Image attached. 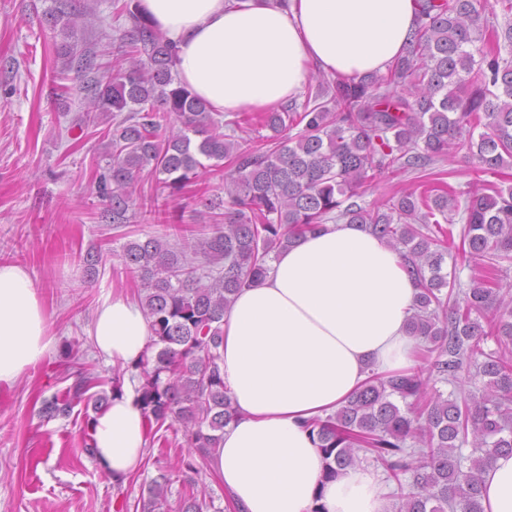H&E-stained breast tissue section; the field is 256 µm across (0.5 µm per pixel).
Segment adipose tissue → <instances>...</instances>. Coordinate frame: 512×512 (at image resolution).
Segmentation results:
<instances>
[{
    "label": "adipose tissue",
    "instance_id": "adipose-tissue-1",
    "mask_svg": "<svg viewBox=\"0 0 512 512\" xmlns=\"http://www.w3.org/2000/svg\"><path fill=\"white\" fill-rule=\"evenodd\" d=\"M177 47L176 70L217 112H262L296 98L312 66L346 78L386 70L409 47L414 0H137ZM418 289L400 255L358 225L299 235L268 276L241 289L224 314L220 365L237 418L212 468L240 512H389L370 468L321 480L308 419L336 411L371 374L415 368L407 323ZM115 365L137 361L151 340L143 310L103 299L92 329ZM54 347L37 291L19 265L0 263V387L13 386ZM96 463L112 482L141 461L146 419L134 383L96 414ZM483 512H512V454L484 474Z\"/></svg>",
    "mask_w": 512,
    "mask_h": 512
}]
</instances>
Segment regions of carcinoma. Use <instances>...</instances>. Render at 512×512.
<instances>
[{
  "label": "carcinoma",
  "mask_w": 512,
  "mask_h": 512,
  "mask_svg": "<svg viewBox=\"0 0 512 512\" xmlns=\"http://www.w3.org/2000/svg\"><path fill=\"white\" fill-rule=\"evenodd\" d=\"M512 14V0H416L418 25L406 55L384 74L328 78L330 100L306 95L258 120L262 135L237 140L231 131L246 120L223 121L182 85L176 47L131 0H114L125 24L109 36L122 65L96 61L80 40L88 7L57 5L44 21L62 25L56 47L61 74L74 73L85 92V122L112 118V151L96 182L118 226L138 206L133 188L145 171L166 192L164 203L144 210L172 234L147 235L122 246L126 273L141 283L139 299L153 339L132 366L113 372L121 393L126 372L138 380L137 400L150 439L183 426L188 457L176 469H159L134 508L169 512L167 491L176 473L183 495L177 512H209L214 499L195 479V459L210 462L224 427L237 417L219 365L224 311L242 288L263 279L294 236L332 220L360 224L405 260L419 295L409 335L420 341L413 369L375 376L336 413L307 422L326 462L324 479L338 469L371 460L397 485L394 512H483V474L496 456L512 453V354L486 351L492 340L512 344V295L501 292L499 260L512 256V188L487 193L426 188L402 191L372 205L355 201L359 190L383 174L426 171L450 152L474 169L495 171L512 160V26L490 23L495 5ZM488 37L475 61L468 47ZM224 161V195L197 212L208 229L184 235L182 190L197 180L203 160ZM464 201H459V198ZM462 211L460 241L436 215ZM175 237L172 242L169 237ZM458 265L486 258L481 273L462 287L447 259ZM102 252L82 259L86 280L98 275ZM480 383L479 394H429V383ZM99 377L76 375L61 394L43 400L49 418L67 417L111 396L90 393ZM469 454H463L464 447Z\"/></svg>",
  "instance_id": "obj_1"
}]
</instances>
